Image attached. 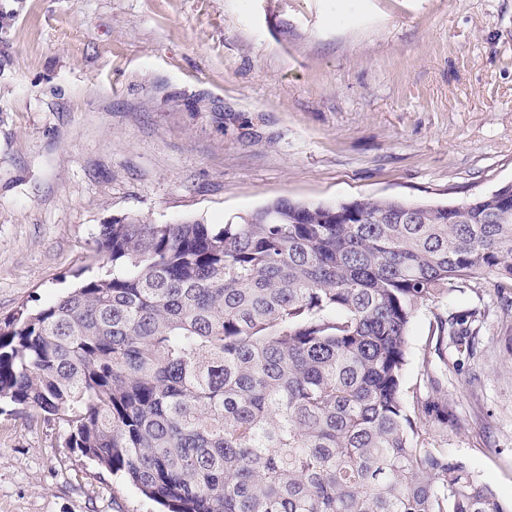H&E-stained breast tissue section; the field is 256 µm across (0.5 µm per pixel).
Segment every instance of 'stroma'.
Wrapping results in <instances>:
<instances>
[{
  "instance_id": "stroma-1",
  "label": "stroma",
  "mask_w": 512,
  "mask_h": 512,
  "mask_svg": "<svg viewBox=\"0 0 512 512\" xmlns=\"http://www.w3.org/2000/svg\"><path fill=\"white\" fill-rule=\"evenodd\" d=\"M0 319L101 259L100 225L237 221L276 199L456 204L512 183V0H0ZM469 321L472 352L435 315ZM429 445L512 502V284L423 307ZM0 405V512H157Z\"/></svg>"
}]
</instances>
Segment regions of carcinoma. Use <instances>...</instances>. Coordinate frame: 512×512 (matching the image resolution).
I'll list each match as a JSON object with an SVG mask.
<instances>
[{
    "label": "carcinoma",
    "mask_w": 512,
    "mask_h": 512,
    "mask_svg": "<svg viewBox=\"0 0 512 512\" xmlns=\"http://www.w3.org/2000/svg\"><path fill=\"white\" fill-rule=\"evenodd\" d=\"M507 195L104 224L101 271L0 322V398L164 512H512L427 447L448 402L402 391L419 307L512 281ZM435 331L474 348L461 320Z\"/></svg>",
    "instance_id": "obj_1"
}]
</instances>
